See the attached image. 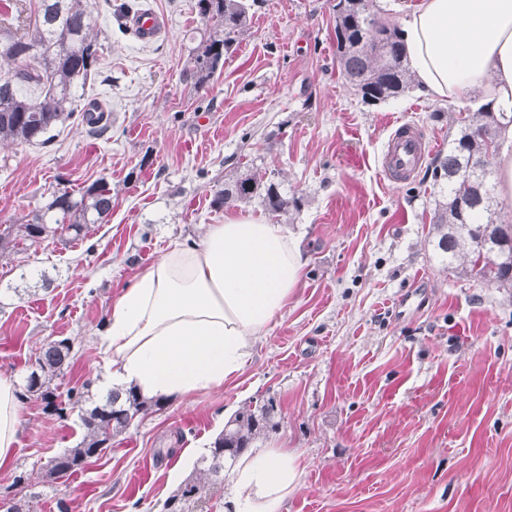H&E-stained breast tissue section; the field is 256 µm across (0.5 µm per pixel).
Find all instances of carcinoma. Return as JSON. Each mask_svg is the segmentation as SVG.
<instances>
[{"label": "carcinoma", "mask_w": 512, "mask_h": 512, "mask_svg": "<svg viewBox=\"0 0 512 512\" xmlns=\"http://www.w3.org/2000/svg\"><path fill=\"white\" fill-rule=\"evenodd\" d=\"M197 14L209 28L194 56L197 82L207 81L224 66V47L247 22L243 0H197ZM26 11L22 0H0V58L15 64L11 76L0 81V141L45 144L47 134L75 116L72 86L95 75L98 42L88 23L86 0H39L33 19L20 26ZM336 61L350 88L366 104L376 105L412 89L411 75L399 31L371 17L369 0H336ZM34 86L44 95L19 92ZM448 155L439 156L432 170L443 200L435 208L436 246L448 267L465 275H481L499 288H512V224L499 222L493 188L473 171L478 161L495 157L500 129L512 124V115L483 106L460 118ZM263 198L276 216L288 201L278 185L256 172L238 178L219 191L216 202ZM46 211L61 215L55 223L80 235L83 225L100 224L112 212V189L100 180L79 194L65 189ZM26 237L48 232L45 214L37 212L24 225ZM68 340L46 344L31 365L26 390L51 405L50 387L70 364ZM149 404L133 391H111L103 403L83 415L86 434L79 444L51 458L46 475L62 479L84 468L86 460L105 449ZM271 406H248L234 414L215 438L210 453L200 460L205 482H188L164 504L165 512H205L210 488L223 482L224 461L240 456L268 426Z\"/></svg>", "instance_id": "carcinoma-1"}]
</instances>
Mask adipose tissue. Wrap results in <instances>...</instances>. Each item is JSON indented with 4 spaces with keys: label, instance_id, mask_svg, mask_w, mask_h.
<instances>
[{
    "label": "adipose tissue",
    "instance_id": "ef3b65f1",
    "mask_svg": "<svg viewBox=\"0 0 512 512\" xmlns=\"http://www.w3.org/2000/svg\"><path fill=\"white\" fill-rule=\"evenodd\" d=\"M401 37L429 99L476 91L512 112V0H421ZM306 264L300 235L249 216L174 245L112 303L99 332L105 387L159 400L222 387L283 316ZM22 425L17 379L0 373V466ZM302 473L288 449L253 446L224 472V512H283Z\"/></svg>",
    "mask_w": 512,
    "mask_h": 512
}]
</instances>
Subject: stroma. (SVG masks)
<instances>
[{
	"label": "stroma",
	"mask_w": 512,
	"mask_h": 512,
	"mask_svg": "<svg viewBox=\"0 0 512 512\" xmlns=\"http://www.w3.org/2000/svg\"><path fill=\"white\" fill-rule=\"evenodd\" d=\"M90 0L97 74L74 90L106 129L69 120L45 144L0 142V373L26 383L53 340L70 366L46 405L21 392L17 456L0 467V502L24 512H163L242 407L271 403L258 437L298 455L303 475L284 512H512V288L460 274L435 248L440 198L427 170L389 182L379 159L397 120L432 154L458 131L460 106L411 89L375 106L336 62V0H245L246 30L197 83L206 26L195 0H138L166 20L140 41ZM278 184L276 216L309 257L286 312L243 369L138 415L71 477L49 459L84 434L103 402L97 333L112 301L171 244L199 240L225 215L267 218L259 199L214 204L242 172ZM106 180L112 212L80 237L23 235L59 191ZM84 407L71 406L70 390Z\"/></svg>",
	"instance_id": "35a3bbf8"
}]
</instances>
